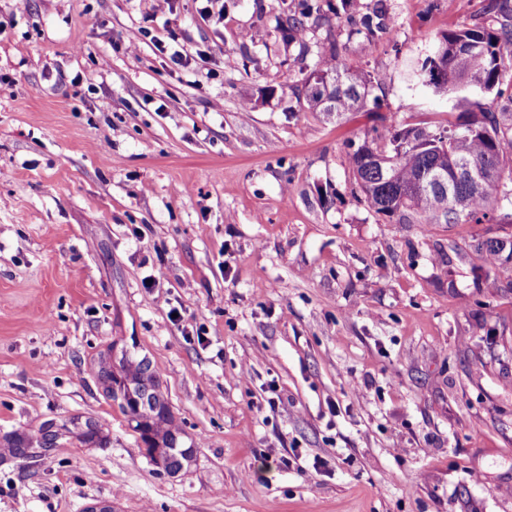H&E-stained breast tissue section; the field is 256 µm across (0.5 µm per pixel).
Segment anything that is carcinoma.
I'll return each mask as SVG.
<instances>
[{
  "instance_id": "1",
  "label": "carcinoma",
  "mask_w": 512,
  "mask_h": 512,
  "mask_svg": "<svg viewBox=\"0 0 512 512\" xmlns=\"http://www.w3.org/2000/svg\"><path fill=\"white\" fill-rule=\"evenodd\" d=\"M503 17L499 27H464L441 35L434 55L427 57L415 78L435 93L446 92L454 82L475 81L482 91L458 98L457 106L468 111L455 120L447 119L429 127L402 126L396 122L365 134L362 142L351 144L349 164L359 191L379 215L397 217L416 224H482L494 214L512 209V163L505 149L512 150V123L500 125L483 95L492 91L503 96L500 76L512 65V8L492 5ZM322 18L321 4L298 0L277 19L276 28L307 49L309 19ZM298 102L310 112L341 117L367 106L370 81L366 75L341 66L336 45L331 43L317 54L313 69L294 87ZM461 161L492 170L475 187L455 180L448 193L420 191L425 177L436 170L452 171L450 161ZM493 282L512 288V238H489L476 245Z\"/></svg>"
}]
</instances>
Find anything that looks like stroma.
<instances>
[{
  "label": "stroma",
  "instance_id": "stroma-1",
  "mask_svg": "<svg viewBox=\"0 0 512 512\" xmlns=\"http://www.w3.org/2000/svg\"><path fill=\"white\" fill-rule=\"evenodd\" d=\"M385 2L370 41L376 0H331L303 55L283 0H0V512H512V288L472 249L512 223L382 219L347 161L449 111L409 73L494 14ZM329 38L377 113L299 106ZM123 352L179 473L104 388Z\"/></svg>",
  "mask_w": 512,
  "mask_h": 512
}]
</instances>
